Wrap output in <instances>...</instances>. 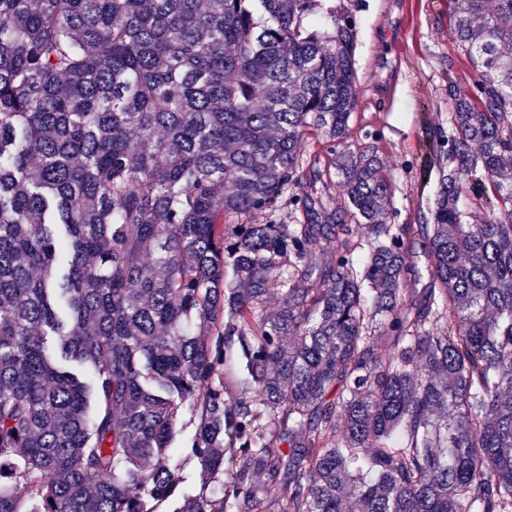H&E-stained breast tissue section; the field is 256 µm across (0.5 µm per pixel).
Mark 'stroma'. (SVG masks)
Wrapping results in <instances>:
<instances>
[{
    "label": "stroma",
    "instance_id": "35a3bbf8",
    "mask_svg": "<svg viewBox=\"0 0 512 512\" xmlns=\"http://www.w3.org/2000/svg\"><path fill=\"white\" fill-rule=\"evenodd\" d=\"M358 37L355 69L358 94L344 140L348 149L376 147L391 181L392 202L386 223L409 225L404 238L417 275V292L432 287L426 224L438 190L440 172L448 166V115L454 100L450 89L471 91L476 67L467 52L449 35L448 0H359L355 11ZM304 157L319 175L315 182L300 180L260 223L292 224L298 220L291 196H310L315 221L344 224L353 261H361L369 240L366 229L353 220L332 165V144L308 136ZM224 397L230 403L254 399L256 392L238 341L224 343ZM198 419L184 412L172 445V458L184 478L182 489L218 497L222 481L202 486L200 465L192 456Z\"/></svg>",
    "mask_w": 512,
    "mask_h": 512
}]
</instances>
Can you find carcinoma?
Here are the masks:
<instances>
[{
  "instance_id": "1",
  "label": "carcinoma",
  "mask_w": 512,
  "mask_h": 512,
  "mask_svg": "<svg viewBox=\"0 0 512 512\" xmlns=\"http://www.w3.org/2000/svg\"><path fill=\"white\" fill-rule=\"evenodd\" d=\"M448 8L476 94L414 299L371 145L335 154L360 265L343 243L297 287L343 233L307 197L304 224L224 231L299 181L307 135L345 138L352 0H0V512H260L272 484L280 512H512V0ZM226 336L251 402L215 383ZM186 409L220 500L178 493Z\"/></svg>"
}]
</instances>
